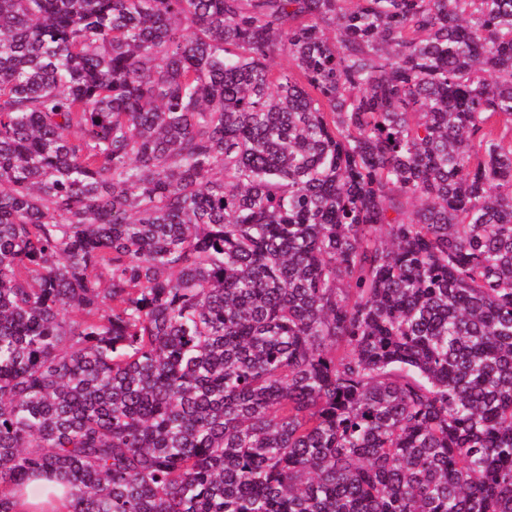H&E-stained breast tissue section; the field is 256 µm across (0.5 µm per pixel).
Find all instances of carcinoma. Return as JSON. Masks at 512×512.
Returning a JSON list of instances; mask_svg holds the SVG:
<instances>
[{
    "instance_id": "obj_1",
    "label": "carcinoma",
    "mask_w": 512,
    "mask_h": 512,
    "mask_svg": "<svg viewBox=\"0 0 512 512\" xmlns=\"http://www.w3.org/2000/svg\"><path fill=\"white\" fill-rule=\"evenodd\" d=\"M33 477L512 512V0H0V512Z\"/></svg>"
}]
</instances>
